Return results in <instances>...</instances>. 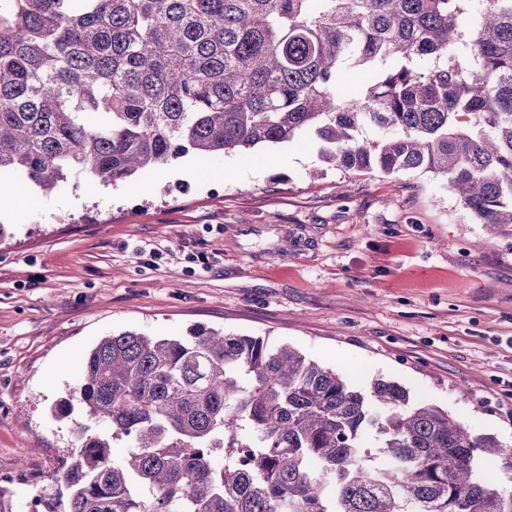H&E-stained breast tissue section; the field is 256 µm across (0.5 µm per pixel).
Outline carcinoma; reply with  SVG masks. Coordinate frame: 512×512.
<instances>
[{
  "instance_id": "carcinoma-1",
  "label": "carcinoma",
  "mask_w": 512,
  "mask_h": 512,
  "mask_svg": "<svg viewBox=\"0 0 512 512\" xmlns=\"http://www.w3.org/2000/svg\"><path fill=\"white\" fill-rule=\"evenodd\" d=\"M308 136L512 237V0H0V175L116 185ZM77 408L128 452L78 426L62 512H512L481 464L512 446L260 336H106Z\"/></svg>"
}]
</instances>
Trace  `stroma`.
Segmentation results:
<instances>
[{
  "instance_id": "stroma-1",
  "label": "stroma",
  "mask_w": 512,
  "mask_h": 512,
  "mask_svg": "<svg viewBox=\"0 0 512 512\" xmlns=\"http://www.w3.org/2000/svg\"><path fill=\"white\" fill-rule=\"evenodd\" d=\"M318 170L310 178V170ZM204 325L383 378L512 443V238L419 173L352 174L315 143L189 154L133 183H18L0 209V487L52 508L76 450L55 405L105 336Z\"/></svg>"
}]
</instances>
